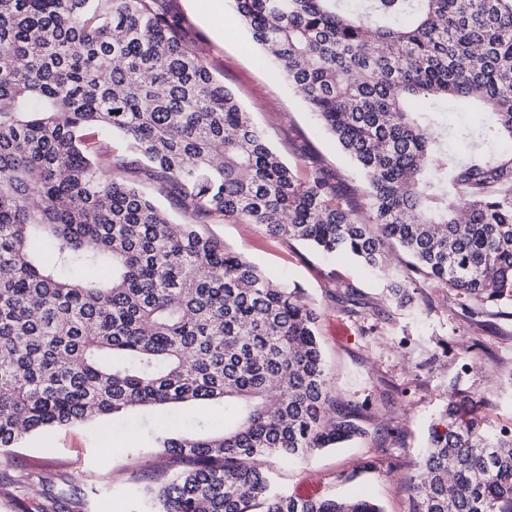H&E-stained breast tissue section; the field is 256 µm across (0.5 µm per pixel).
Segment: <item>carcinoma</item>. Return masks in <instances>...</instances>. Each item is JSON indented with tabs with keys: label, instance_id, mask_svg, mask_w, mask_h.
<instances>
[{
	"label": "carcinoma",
	"instance_id": "carcinoma-1",
	"mask_svg": "<svg viewBox=\"0 0 512 512\" xmlns=\"http://www.w3.org/2000/svg\"><path fill=\"white\" fill-rule=\"evenodd\" d=\"M158 2L0 0V451L220 405L219 431L156 436L177 468L145 486V512H382L272 491L265 460L363 433L329 393L318 313L156 195L379 269L397 244L471 317L512 305V0H233L363 176L362 211L273 152ZM448 98L488 119L449 126ZM412 284L390 285L397 305ZM485 427L448 396L412 512H512V430Z\"/></svg>",
	"mask_w": 512,
	"mask_h": 512
}]
</instances>
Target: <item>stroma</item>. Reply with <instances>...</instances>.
Returning a JSON list of instances; mask_svg holds the SVG:
<instances>
[{
  "label": "stroma",
  "instance_id": "stroma-1",
  "mask_svg": "<svg viewBox=\"0 0 512 512\" xmlns=\"http://www.w3.org/2000/svg\"><path fill=\"white\" fill-rule=\"evenodd\" d=\"M162 6L180 17L185 42L206 58L299 178L325 169L363 199L365 184L352 162L274 67L262 62L260 50L249 46L230 0H163ZM203 230L274 281L302 290L319 313L316 330L332 393L365 431L303 461H268L279 489L296 497L307 488L317 498L365 497L384 512H412L409 479L449 391H465L490 429L512 426V316L497 306L485 321L472 320L461 300L422 277L414 304L396 306L389 284L410 274L398 249L378 271L271 236L258 224L227 221ZM348 285L355 289L349 300L343 295ZM219 421L215 410L183 405L29 435L0 456V512H21L25 505L32 512H138L147 478L169 465L154 443L160 429L208 430Z\"/></svg>",
  "mask_w": 512,
  "mask_h": 512
}]
</instances>
